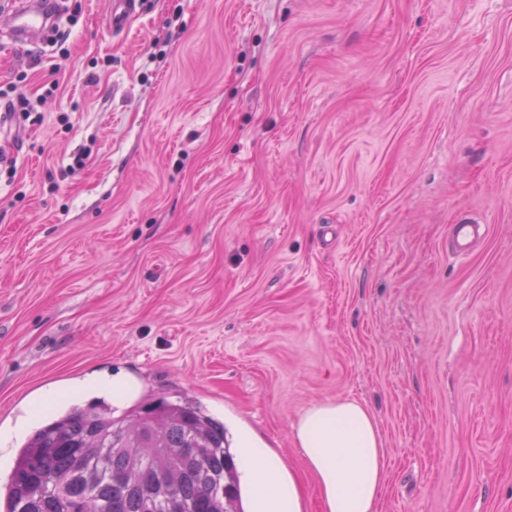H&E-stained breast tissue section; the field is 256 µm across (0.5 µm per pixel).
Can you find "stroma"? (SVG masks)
Here are the masks:
<instances>
[{"mask_svg":"<svg viewBox=\"0 0 512 512\" xmlns=\"http://www.w3.org/2000/svg\"><path fill=\"white\" fill-rule=\"evenodd\" d=\"M55 3L13 46L0 13V90L60 85L0 117V476L120 373L255 430L306 512L294 427L336 399L380 512H512V0ZM140 0H111L107 27L112 33L124 31L131 18L139 12ZM471 217H460L454 224L453 241L455 248L460 252L468 251L473 243L484 235L482 224Z\"/></svg>","mask_w":512,"mask_h":512,"instance_id":"stroma-1","label":"stroma"}]
</instances>
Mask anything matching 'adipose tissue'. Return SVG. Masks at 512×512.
Segmentation results:
<instances>
[{
  "label": "adipose tissue",
  "instance_id": "ef3b65f1",
  "mask_svg": "<svg viewBox=\"0 0 512 512\" xmlns=\"http://www.w3.org/2000/svg\"><path fill=\"white\" fill-rule=\"evenodd\" d=\"M295 444L316 479L321 512H379L387 452L366 406L348 399L309 406L295 426ZM238 466L253 512H304L300 483L251 432L242 435Z\"/></svg>",
  "mask_w": 512,
  "mask_h": 512
}]
</instances>
